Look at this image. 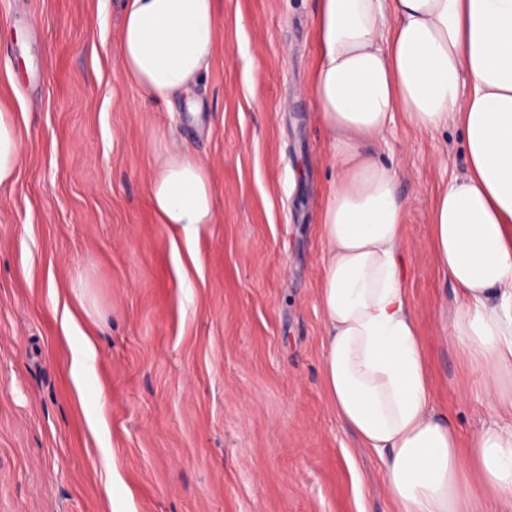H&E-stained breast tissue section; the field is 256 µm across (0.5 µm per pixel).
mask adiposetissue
Returning a JSON list of instances; mask_svg holds the SVG:
<instances>
[{
	"label": "adipose tissue",
	"mask_w": 512,
	"mask_h": 512,
	"mask_svg": "<svg viewBox=\"0 0 512 512\" xmlns=\"http://www.w3.org/2000/svg\"><path fill=\"white\" fill-rule=\"evenodd\" d=\"M217 0H126L124 79L153 102L188 98L213 61ZM317 61L305 93L334 149L321 217L322 376L337 418L382 461L397 512H512V428L462 442L432 405L428 361L402 273L407 202L396 170L367 149L403 115L422 132L458 128L464 175L440 191L432 249L457 288L453 338L483 365L491 409L512 410V0H317ZM20 162L0 105V187ZM158 223L192 243L215 223L203 162L171 144L149 178ZM64 309L76 386L97 338ZM479 496H471L469 482Z\"/></svg>",
	"instance_id": "1"
}]
</instances>
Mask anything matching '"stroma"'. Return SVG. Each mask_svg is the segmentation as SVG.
<instances>
[{
  "label": "stroma",
  "mask_w": 512,
  "mask_h": 512,
  "mask_svg": "<svg viewBox=\"0 0 512 512\" xmlns=\"http://www.w3.org/2000/svg\"><path fill=\"white\" fill-rule=\"evenodd\" d=\"M315 7L217 0L194 124L121 75L122 0H0V102L21 143L0 189V512H392L378 456L322 384L319 216L336 167L304 94ZM174 139L207 166L218 210L177 252L148 194ZM369 149L409 201L403 275L435 410L465 442L511 425L453 343L455 287L431 249L435 197L465 171L459 130L399 119ZM70 280L99 336L81 389L51 291Z\"/></svg>",
  "instance_id": "stroma-1"
}]
</instances>
